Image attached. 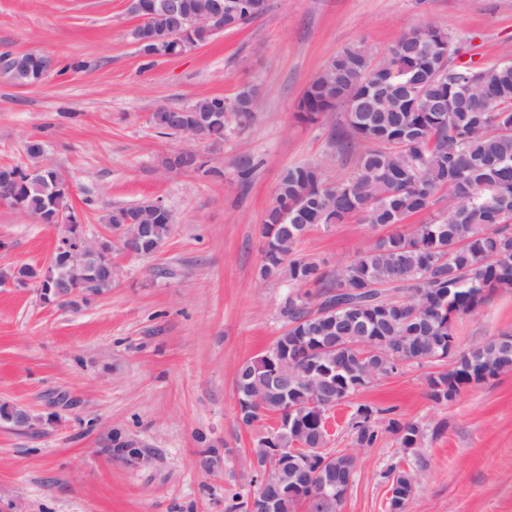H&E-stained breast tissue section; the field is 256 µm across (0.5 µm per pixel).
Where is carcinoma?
Wrapping results in <instances>:
<instances>
[{"instance_id":"1","label":"carcinoma","mask_w":512,"mask_h":512,"mask_svg":"<svg viewBox=\"0 0 512 512\" xmlns=\"http://www.w3.org/2000/svg\"><path fill=\"white\" fill-rule=\"evenodd\" d=\"M141 24L158 34L172 31L188 14L208 15L225 0H142ZM243 0L234 17L221 26L245 25L258 15ZM210 33L185 34L175 54L205 42ZM448 55L424 57L404 36L388 51V68L380 69L362 50H346L315 78L299 103L300 120L314 124L327 112L342 109L337 146L349 150L364 144L357 172L346 181L328 183L319 167H287L273 205L262 223V280L282 277L288 296L280 314L284 330L268 352L242 362L235 373L239 419L249 427L267 417L286 425L256 443L259 456L268 441L290 452L325 447L328 433L319 428L328 412L360 389L397 373V362L439 367L428 375L427 396L446 405L464 389L512 370V335L493 336L455 353V320L477 311L491 296L512 288V62L484 68L456 63ZM411 64L421 80L417 100L407 95L392 71ZM52 61L38 53L0 55V73L21 86L35 85ZM451 111L436 112L439 103ZM256 106L237 94L232 99L200 96L186 108L160 107L152 121L162 134L185 135L198 142L224 140L228 119L237 125L253 116ZM40 139L24 144L25 161L0 164L15 174L9 207L34 216L37 223L59 225L71 210L68 179L46 162ZM168 172L221 177L203 156L181 150L166 156ZM442 189L448 196H439ZM448 200L441 215L409 228L407 216ZM361 215L373 227L388 229L370 247L357 252L334 272L302 255L299 246L312 229L343 224ZM111 231L123 247L153 257L165 246L174 222L168 209L152 201L112 209ZM56 240L43 266L22 264L0 271V284H33L71 293L91 288L101 295L112 289V273L100 253L84 254L74 265ZM375 410L364 404L351 413L350 435L360 448L379 437ZM385 430L400 447H419L425 437L418 423L390 418ZM355 461L337 452L325 473L354 470ZM391 512L404 507L417 473L390 470ZM280 486L273 512H341L344 498L319 499L313 490L322 474L311 471L306 486L287 467L273 475Z\"/></svg>"}]
</instances>
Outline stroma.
Returning <instances> with one entry per match:
<instances>
[{"label": "stroma", "instance_id": "35a3bbf8", "mask_svg": "<svg viewBox=\"0 0 512 512\" xmlns=\"http://www.w3.org/2000/svg\"><path fill=\"white\" fill-rule=\"evenodd\" d=\"M245 27L223 30L184 54L143 55L129 0H0V53L37 52L55 67L38 85L0 74V163L31 137L69 180L89 236L112 208L162 199L174 232L142 258L114 244V284L73 310L33 288L0 285V405L42 420L30 433L0 419V512H225L254 490L251 450L265 422L238 416L234 376L283 331L288 285L259 281L260 228L282 171L320 166L330 182L351 178L355 152L331 134L340 113L310 125L296 117L307 85L341 52L381 60L410 31L432 24L464 40L463 62L512 61V0H268ZM251 88L258 110L212 147L159 134L158 107ZM203 154L224 176L165 172L180 150ZM255 164L241 187L236 164ZM59 230L0 205V269L42 264ZM356 217L315 230L301 252L330 268L374 242ZM458 348L512 334V289L457 318ZM416 366L361 389L332 412L327 450L358 459L342 512H389L390 468L414 469L405 512H512V371L464 390L445 406L427 395ZM366 404L394 408L427 434L403 450L381 434L353 443L347 421ZM121 435L136 462L112 452Z\"/></svg>", "mask_w": 512, "mask_h": 512}]
</instances>
